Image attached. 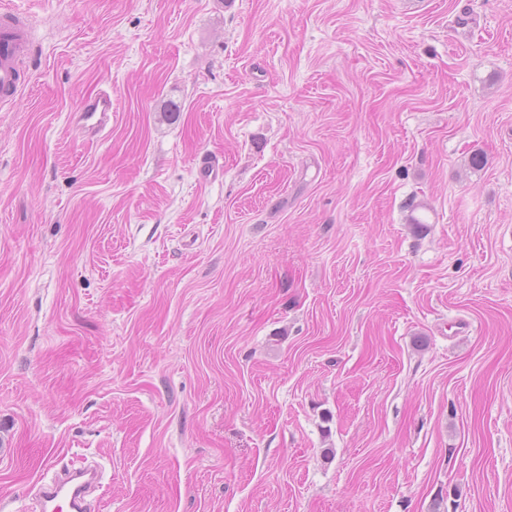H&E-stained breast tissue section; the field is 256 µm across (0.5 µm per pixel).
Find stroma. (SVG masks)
Masks as SVG:
<instances>
[{"label":"stroma","mask_w":512,"mask_h":512,"mask_svg":"<svg viewBox=\"0 0 512 512\" xmlns=\"http://www.w3.org/2000/svg\"><path fill=\"white\" fill-rule=\"evenodd\" d=\"M3 5L0 512H512V0ZM32 28L27 14L14 9L0 11V107L12 106L19 99L22 67L30 44ZM71 122L88 143L102 141L112 130V89L81 101ZM97 480L93 469L55 471L40 480V512H87L86 497Z\"/></svg>","instance_id":"1"}]
</instances>
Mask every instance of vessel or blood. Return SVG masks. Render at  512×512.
Returning <instances> with one entry per match:
<instances>
[{
    "instance_id": "1",
    "label": "vessel or blood",
    "mask_w": 512,
    "mask_h": 512,
    "mask_svg": "<svg viewBox=\"0 0 512 512\" xmlns=\"http://www.w3.org/2000/svg\"><path fill=\"white\" fill-rule=\"evenodd\" d=\"M32 28L27 14L13 9L0 11V107L19 99L22 67L30 44ZM71 121L88 143L102 141L112 130V93L105 90L81 101ZM97 480L92 469L53 472L38 487L40 512H87L86 497Z\"/></svg>"
}]
</instances>
